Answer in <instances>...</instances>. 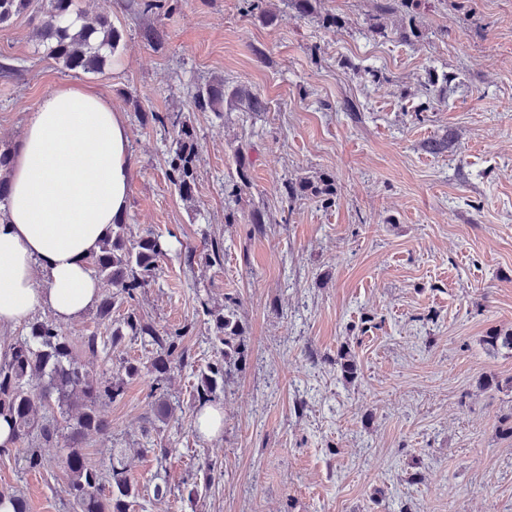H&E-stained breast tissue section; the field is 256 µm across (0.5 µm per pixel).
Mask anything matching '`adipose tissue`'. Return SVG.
<instances>
[{
    "instance_id": "ef3b65f1",
    "label": "adipose tissue",
    "mask_w": 512,
    "mask_h": 512,
    "mask_svg": "<svg viewBox=\"0 0 512 512\" xmlns=\"http://www.w3.org/2000/svg\"><path fill=\"white\" fill-rule=\"evenodd\" d=\"M123 113L62 83L29 112L0 215V326L33 311L68 321L101 295L88 259L126 211L133 168Z\"/></svg>"
}]
</instances>
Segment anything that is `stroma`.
Here are the masks:
<instances>
[{
  "label": "stroma",
  "mask_w": 512,
  "mask_h": 512,
  "mask_svg": "<svg viewBox=\"0 0 512 512\" xmlns=\"http://www.w3.org/2000/svg\"><path fill=\"white\" fill-rule=\"evenodd\" d=\"M126 2L75 0L122 34L100 73L51 58L36 9L0 30V66L17 70L0 75V148H15L56 85L95 86L130 130L128 241L151 233L166 249L111 320L91 308L59 325L98 336L97 353L79 354L91 376L125 381L98 407L109 433L85 452L104 472L122 458L131 512H512V437L500 431L512 352L483 343L512 330V0H427L412 13L312 0L305 15L290 0H162L148 13ZM328 14L341 27H324ZM149 26L161 45L144 40ZM217 81L220 111L196 110L193 94ZM250 96L265 110L250 111ZM143 112L194 127L192 197L167 176L176 127L142 124ZM131 307L157 335L190 329L165 382L146 338L111 340ZM230 311L245 352L228 359L218 319ZM223 360V428L206 439L196 388ZM39 452L36 470L25 444L0 454V491L20 493L26 512H72L64 449Z\"/></svg>",
  "instance_id": "stroma-1"
}]
</instances>
